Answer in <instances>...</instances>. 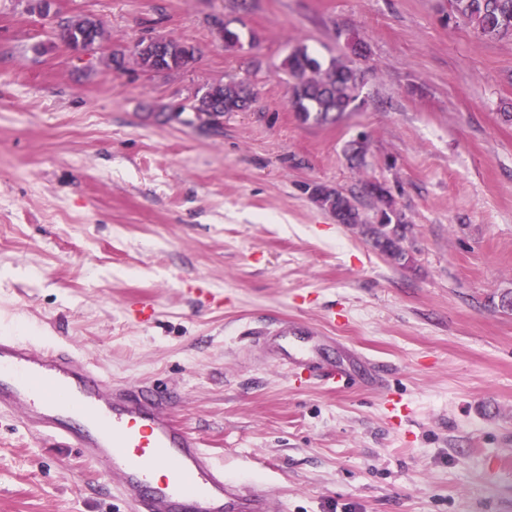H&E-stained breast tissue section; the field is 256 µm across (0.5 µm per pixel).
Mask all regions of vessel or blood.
I'll return each mask as SVG.
<instances>
[{
    "mask_svg": "<svg viewBox=\"0 0 512 512\" xmlns=\"http://www.w3.org/2000/svg\"><path fill=\"white\" fill-rule=\"evenodd\" d=\"M273 341L290 364L311 369L327 386L350 382L345 369L317 365L314 346L288 328ZM17 406L29 424L111 472L132 512H270L267 492L225 477L223 464L174 421L163 397L131 385L105 388L98 370L69 351L0 336V410Z\"/></svg>",
    "mask_w": 512,
    "mask_h": 512,
    "instance_id": "b4317fda",
    "label": "vessel or blood"
}]
</instances>
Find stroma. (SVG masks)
<instances>
[{
	"instance_id": "stroma-1",
	"label": "stroma",
	"mask_w": 512,
	"mask_h": 512,
	"mask_svg": "<svg viewBox=\"0 0 512 512\" xmlns=\"http://www.w3.org/2000/svg\"><path fill=\"white\" fill-rule=\"evenodd\" d=\"M91 15L110 38L51 44ZM254 33L225 46L220 24ZM155 35L187 70H115ZM361 41L355 54L352 41ZM297 47L364 76L355 111L302 123ZM249 80L248 111L188 106ZM185 105L182 121L169 109ZM365 148L351 160V145ZM385 184L410 260L378 254L306 186ZM512 37L448 0H0V335L142 384L272 512H512ZM325 361L383 365L330 389L265 343L283 324ZM0 512H128L77 448L0 413Z\"/></svg>"
}]
</instances>
